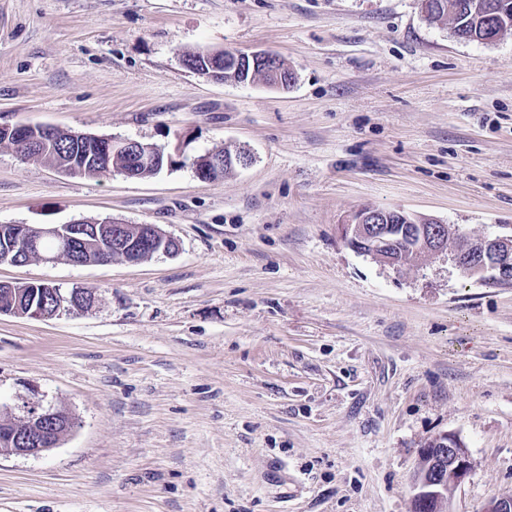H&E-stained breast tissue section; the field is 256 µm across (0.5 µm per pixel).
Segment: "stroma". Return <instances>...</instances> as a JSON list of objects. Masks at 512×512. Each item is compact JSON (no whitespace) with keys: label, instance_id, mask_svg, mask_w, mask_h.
Instances as JSON below:
<instances>
[{"label":"stroma","instance_id":"35a3bbf8","mask_svg":"<svg viewBox=\"0 0 512 512\" xmlns=\"http://www.w3.org/2000/svg\"><path fill=\"white\" fill-rule=\"evenodd\" d=\"M271 51L296 76L215 83L184 53ZM182 147L92 179L0 146V224H154L138 264L0 262L90 288L0 312V419L37 390L75 427L0 455V512H411L421 448L472 463L448 512L512 497V285L452 250L392 269L340 226L402 209L512 233V31L457 40L420 0H0V126ZM253 158L200 180L194 157Z\"/></svg>","mask_w":512,"mask_h":512}]
</instances>
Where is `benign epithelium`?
<instances>
[{
	"label": "benign epithelium",
	"mask_w": 512,
	"mask_h": 512,
	"mask_svg": "<svg viewBox=\"0 0 512 512\" xmlns=\"http://www.w3.org/2000/svg\"><path fill=\"white\" fill-rule=\"evenodd\" d=\"M203 77L213 81H224V51L205 52ZM244 60L256 66L269 65L277 60V55L256 51L250 54H235V61ZM122 155L132 160V168L124 170L128 177H139L141 172H158L163 163L171 161L165 148L131 139L99 138L92 150L82 155L91 161H110ZM252 156L240 150L208 153L203 164L195 166L198 178L212 180L224 170L236 165L247 166ZM81 228L79 223L56 225L20 224L13 233L24 245L20 251L23 258L36 257L53 263L59 259H71L75 233ZM341 235L347 245L356 253L369 257L395 269L416 262L424 254L442 251L448 238L458 240L456 264L469 277L480 281L512 283V234L494 235L479 241L470 240L457 226L443 224L433 218L417 216L403 210L388 212L382 209L363 208L355 212L341 225ZM54 238L59 247L53 254L40 250L41 241ZM145 240L135 236H121L105 251L102 261L118 255L126 262L136 264L145 259ZM23 419L18 424L5 423L0 431V455L38 456L54 448L57 439L69 431L72 420L63 416L62 408L44 402L34 391L20 406ZM471 470L467 449L458 437L451 433L442 434L431 441V447L420 452V467L415 478L416 493L413 499L433 502L435 512H440L448 493L459 486Z\"/></svg>",
	"instance_id": "obj_1"
}]
</instances>
